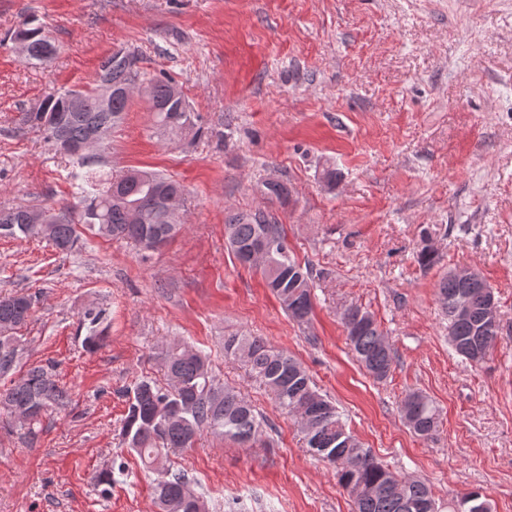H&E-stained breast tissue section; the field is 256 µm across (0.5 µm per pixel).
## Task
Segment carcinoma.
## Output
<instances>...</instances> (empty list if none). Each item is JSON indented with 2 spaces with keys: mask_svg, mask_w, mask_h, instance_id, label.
<instances>
[{
  "mask_svg": "<svg viewBox=\"0 0 512 512\" xmlns=\"http://www.w3.org/2000/svg\"><path fill=\"white\" fill-rule=\"evenodd\" d=\"M21 29L28 35L25 60L41 64L53 60L56 48L44 35L37 18L24 19ZM100 64L109 66L120 77L132 75L147 82L149 103L161 108L154 113L157 135L170 141L183 135V125L193 121L194 113L184 97L177 105L170 104V92L176 87L172 79L147 77L138 66V57L121 50L105 55ZM130 103L129 99L115 98L112 110L105 112L95 88L51 92L39 103L44 112H24L20 124L41 130L60 152V144L82 141L94 128L112 131ZM109 147L107 140L97 151L77 156L92 188L91 194L83 196L81 206H65L57 212L37 206L0 210V235L44 239L61 253L76 247L77 226L81 224L98 237L131 241L148 250H155L174 237L179 224L172 222L164 199L173 195L183 199L180 184L163 174L144 170L138 180L129 182L122 176L109 181L111 185L127 182L123 197L111 196L110 189L100 188L102 179L95 170ZM28 213L44 214L47 222L27 224L24 216ZM224 230L241 263L243 249L264 242L272 245L267 262L255 269L289 316L298 322L308 321L313 311L312 269L295 259L283 226L260 211L241 212L226 218ZM488 289L490 286L480 274L468 283L447 274L437 284V300L448 317V343L471 365L475 361L469 351L490 350L499 333V326L486 319ZM462 292L469 294L472 311L468 318L456 320L452 317L453 303ZM33 300L35 296L28 294L0 298V378L10 380L9 387L0 391V409L13 416L24 436L32 441L41 430L42 416L70 403L68 390L58 385L44 366L32 365L18 373L24 340L15 332L31 318ZM99 324L100 316L90 317L84 337L89 350L97 349L104 338L105 329ZM343 324L361 366L374 380H385L395 355L391 345L383 344L384 332L373 313L353 305L343 313ZM224 356L244 361L288 414L295 417L299 411H306L308 448H316V456L336 468L338 483L353 497L356 512H438L432 491L422 480L408 477L400 495L390 493L388 483L393 472L348 430L342 414L318 392L312 377L294 356L260 337L238 334L224 337ZM162 359L167 385L144 376L126 390L121 444L136 453L143 467L155 475L157 512H191L192 501L198 504L196 512H209L205 496L193 488L195 479L187 471L173 468L169 451L192 447L205 431L245 446L256 439L260 422L251 402L217 378L200 351L173 342L162 350ZM399 413L404 424L420 438H428L436 431L439 411L421 392L408 393Z\"/></svg>",
  "mask_w": 512,
  "mask_h": 512,
  "instance_id": "cac0c4a2",
  "label": "carcinoma"
}]
</instances>
